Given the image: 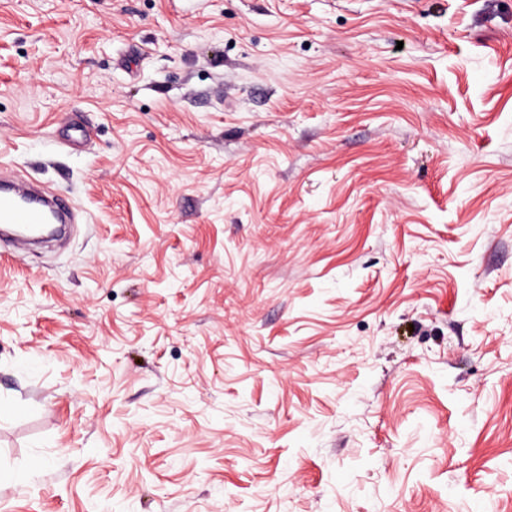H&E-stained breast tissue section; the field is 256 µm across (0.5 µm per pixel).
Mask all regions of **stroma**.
<instances>
[{
  "mask_svg": "<svg viewBox=\"0 0 512 512\" xmlns=\"http://www.w3.org/2000/svg\"><path fill=\"white\" fill-rule=\"evenodd\" d=\"M0 165V512H512V0H0ZM68 202L45 196L36 186L2 179L0 183V224L20 227L36 224H64L69 218Z\"/></svg>",
  "mask_w": 512,
  "mask_h": 512,
  "instance_id": "stroma-1",
  "label": "stroma"
}]
</instances>
